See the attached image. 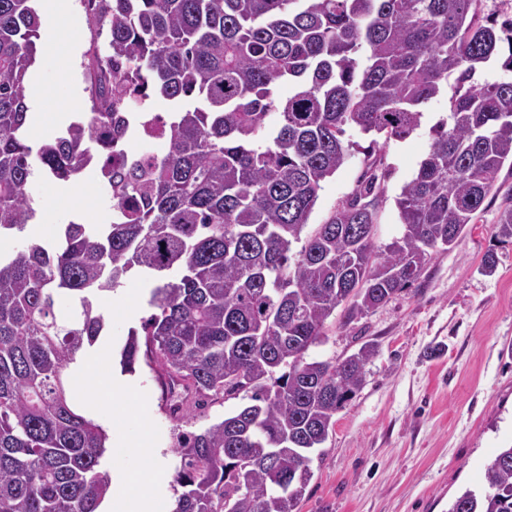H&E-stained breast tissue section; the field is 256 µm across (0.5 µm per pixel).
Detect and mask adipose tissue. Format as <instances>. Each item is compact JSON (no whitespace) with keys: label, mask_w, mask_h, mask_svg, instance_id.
Listing matches in <instances>:
<instances>
[{"label":"adipose tissue","mask_w":512,"mask_h":512,"mask_svg":"<svg viewBox=\"0 0 512 512\" xmlns=\"http://www.w3.org/2000/svg\"><path fill=\"white\" fill-rule=\"evenodd\" d=\"M159 487V474L155 468L131 469L113 490L108 512H169Z\"/></svg>","instance_id":"ef3b65f1"}]
</instances>
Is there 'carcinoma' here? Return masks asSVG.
I'll use <instances>...</instances> for the list:
<instances>
[{
	"label": "carcinoma",
	"mask_w": 512,
	"mask_h": 512,
	"mask_svg": "<svg viewBox=\"0 0 512 512\" xmlns=\"http://www.w3.org/2000/svg\"><path fill=\"white\" fill-rule=\"evenodd\" d=\"M82 2L89 26L108 32L86 52L92 109L35 149L25 88L42 18L37 0H0V236L23 240L0 256V512H98L107 433L68 377L105 335L98 299L135 267L165 279L120 363L133 370L146 347L168 389L173 512H295L375 354L365 344L338 361L311 356L327 320L349 300L367 312L415 281L512 167V80L475 79L503 43L501 68L512 72V17L482 16L477 0ZM454 73L448 118L396 199L403 235L375 245L371 166L304 233L349 155L347 129L407 138ZM282 82L293 86L284 101ZM145 89L175 107L161 130L166 157L115 166L125 120L114 105ZM95 159L112 223L72 221L52 242L27 239L33 162L66 181ZM239 397L248 403L222 420L182 430L185 405ZM448 512H512V445Z\"/></svg>",
	"instance_id": "1"
}]
</instances>
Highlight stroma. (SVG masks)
<instances>
[{"instance_id": "35a3bbf8", "label": "stroma", "mask_w": 512, "mask_h": 512, "mask_svg": "<svg viewBox=\"0 0 512 512\" xmlns=\"http://www.w3.org/2000/svg\"><path fill=\"white\" fill-rule=\"evenodd\" d=\"M89 39L80 0H73L60 21L43 22L30 69L41 90L28 94L27 105L50 122L29 134L31 145L62 133L90 111ZM447 113V95L432 99L419 127L402 141L348 129L350 154L325 182L310 224L326 223L375 161L381 186L374 201V239L384 246L399 238L403 227L395 199L416 174L433 127ZM102 186L95 161L66 181L35 170L29 194L43 239L51 240L58 225L77 217L86 224L109 223L112 201ZM509 204L512 169L507 167L457 247L435 251L421 275L386 304L355 317L342 305L329 319L327 340L314 357L342 359L367 343L376 354L360 391L336 415L299 512H448L460 491L479 484L494 452L512 444V240L496 235L500 212ZM490 251L497 269L488 275L481 261ZM133 283L139 288L135 312L109 315V329L98 341L110 352L102 378L124 379L143 391L121 419H113L110 402L98 410L109 436L101 470L113 483L139 460L157 461L170 477L177 465L174 424L156 365L141 358L127 374L119 364L129 329L139 328L149 313L150 282L142 275L122 280L126 287ZM141 416L149 419L159 457L146 451L135 459L121 450L133 418Z\"/></svg>"}]
</instances>
